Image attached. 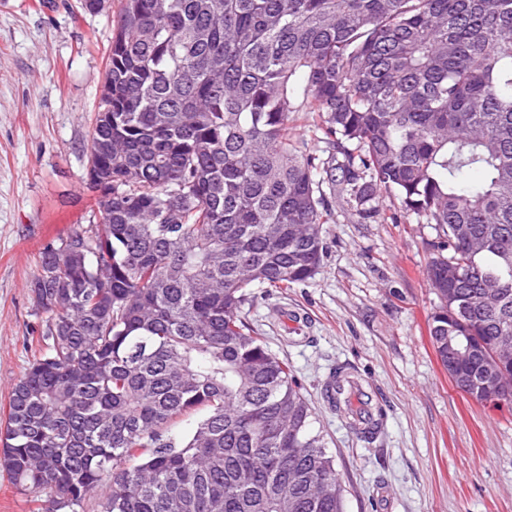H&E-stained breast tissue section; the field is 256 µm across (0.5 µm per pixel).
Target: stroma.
Returning a JSON list of instances; mask_svg holds the SVG:
<instances>
[{
	"mask_svg": "<svg viewBox=\"0 0 512 512\" xmlns=\"http://www.w3.org/2000/svg\"><path fill=\"white\" fill-rule=\"evenodd\" d=\"M121 7L0 0V408L34 356L28 284L43 248L96 221L88 144ZM435 238L416 218L365 222L339 206L319 273L257 289L248 313L304 388L346 512H512V404L458 392L428 336ZM339 368L385 410L372 440L324 396Z\"/></svg>",
	"mask_w": 512,
	"mask_h": 512,
	"instance_id": "1",
	"label": "stroma"
}]
</instances>
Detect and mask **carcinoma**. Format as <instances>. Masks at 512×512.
I'll list each match as a JSON object with an SVG mask.
<instances>
[{
	"mask_svg": "<svg viewBox=\"0 0 512 512\" xmlns=\"http://www.w3.org/2000/svg\"><path fill=\"white\" fill-rule=\"evenodd\" d=\"M89 152L100 223L41 252L39 355L0 423L41 512H345L247 320L252 288L316 276L338 203L434 226L437 358L470 337L465 395L512 404V0H123Z\"/></svg>",
	"mask_w": 512,
	"mask_h": 512,
	"instance_id": "obj_1",
	"label": "carcinoma"
}]
</instances>
